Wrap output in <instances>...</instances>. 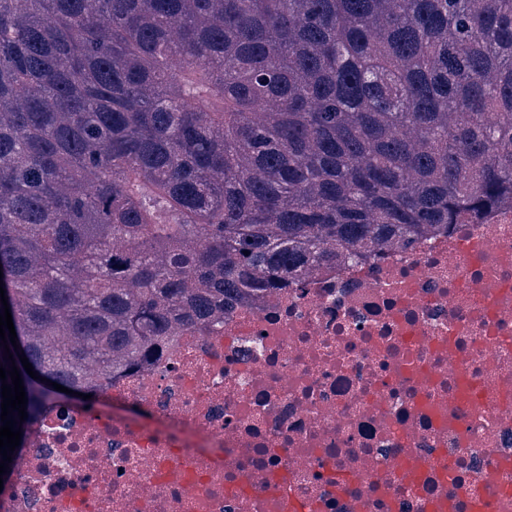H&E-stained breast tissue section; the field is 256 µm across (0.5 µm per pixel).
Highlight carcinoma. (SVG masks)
Returning a JSON list of instances; mask_svg holds the SVG:
<instances>
[{
    "label": "carcinoma",
    "mask_w": 512,
    "mask_h": 512,
    "mask_svg": "<svg viewBox=\"0 0 512 512\" xmlns=\"http://www.w3.org/2000/svg\"><path fill=\"white\" fill-rule=\"evenodd\" d=\"M504 203L512 0H0L23 433L50 380L92 395L226 302Z\"/></svg>",
    "instance_id": "carcinoma-1"
}]
</instances>
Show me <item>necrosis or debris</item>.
<instances>
[{
    "instance_id": "1",
    "label": "necrosis or debris",
    "mask_w": 512,
    "mask_h": 512,
    "mask_svg": "<svg viewBox=\"0 0 512 512\" xmlns=\"http://www.w3.org/2000/svg\"><path fill=\"white\" fill-rule=\"evenodd\" d=\"M101 395L154 425L46 404L0 512H512V209L226 306Z\"/></svg>"
}]
</instances>
